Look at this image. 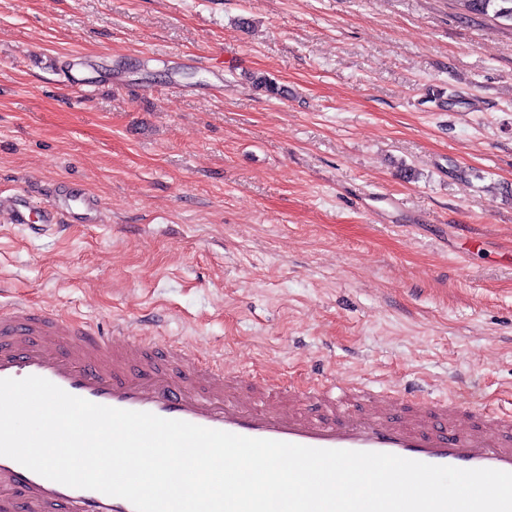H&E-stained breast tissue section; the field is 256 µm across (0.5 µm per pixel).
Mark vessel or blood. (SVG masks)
I'll return each instance as SVG.
<instances>
[{
  "mask_svg": "<svg viewBox=\"0 0 512 512\" xmlns=\"http://www.w3.org/2000/svg\"><path fill=\"white\" fill-rule=\"evenodd\" d=\"M101 210L95 194L75 186H60L37 209L17 192L0 195V227L96 224ZM32 375L99 405L245 437L512 472V414L492 405L428 397L422 381L390 393L332 376L288 386L271 370L246 380L133 320L103 331L19 299L0 309V378ZM0 512L135 510L123 498L65 486L0 456Z\"/></svg>",
  "mask_w": 512,
  "mask_h": 512,
  "instance_id": "b4317fda",
  "label": "vessel or blood"
}]
</instances>
